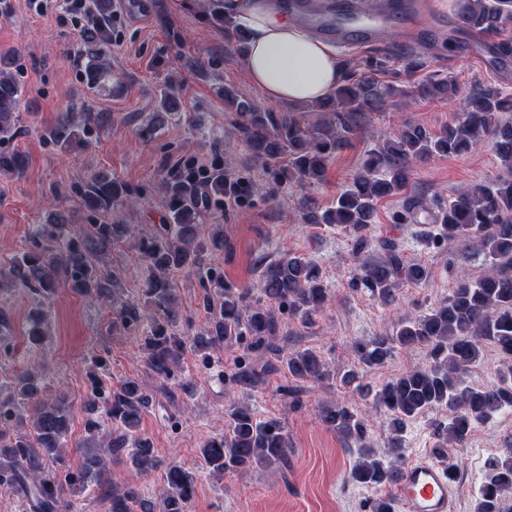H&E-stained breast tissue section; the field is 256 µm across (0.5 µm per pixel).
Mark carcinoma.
Returning <instances> with one entry per match:
<instances>
[{"label": "carcinoma", "mask_w": 512, "mask_h": 512, "mask_svg": "<svg viewBox=\"0 0 512 512\" xmlns=\"http://www.w3.org/2000/svg\"><path fill=\"white\" fill-rule=\"evenodd\" d=\"M203 0L204 12L224 29L237 55H243L245 33L233 28L224 15ZM460 20L470 28L496 38L497 54L512 56V0H457ZM109 30L87 34L83 75L90 89L100 87L110 73L106 48ZM345 75L333 94L312 102L306 111L320 118L311 126L301 123L296 112H264L230 85L224 86L225 110L233 113L234 126L252 157L273 167L278 182L319 184L331 159L348 148L362 129L365 113L380 110L388 100L407 96V90L379 79L387 72L388 57L346 60ZM420 98L453 99V79L426 80L415 85ZM21 88L16 79L15 58L0 55V176L19 177L26 170L27 156L2 147L18 134ZM180 111L178 93L170 85L161 94L153 125ZM512 112V96L492 85L475 84L465 109L451 123L431 130L422 123L405 122L378 148L367 154L347 188L331 206L321 209L309 197L299 200L307 224H333L350 233L358 263L350 271V285L365 288L381 304H390L401 283L426 282L428 269L405 260L401 245L373 235L376 205L400 193L414 161L426 162L469 150L490 137L500 160L502 174L489 184L462 188L445 200L439 196H416L406 201L395 223L404 224L418 213L433 220L436 233L427 240L433 247H455L461 253H481L490 265L477 279L460 276L448 300L426 314L402 318L390 335L356 338L350 348L359 363L383 367L397 349L421 346L429 365L412 368L388 379L378 389L360 386L364 398L383 413L392 437L390 448L400 453L406 423L427 411L445 407L448 424L436 434L433 453L446 455L460 448L475 425L484 423L506 407H512V123L501 114ZM103 118L69 112L46 131V138L61 150L100 128ZM262 185L234 177L220 166H188L175 169L162 190L172 223L159 224L138 241V251L147 272L140 296L121 300L114 295L115 273L104 256L125 241L133 227L124 223L123 209L131 204L127 186L108 172H98L80 191L79 202L93 215L104 217L94 224H68L60 218L41 224L33 248L15 258L0 274V294L16 288L29 289L48 304L57 288L66 285L86 300L108 305L117 321L129 331H142V347L149 378H129L114 386L99 371L105 360L93 359L89 390L83 405L84 423L91 443L98 438L112 448V459L128 458L130 473L118 484L109 479L108 460L93 453L78 468L60 469L62 452L71 429L74 409L66 399L42 397V377L22 372L13 379V391H0V490L14 492L29 512H70L65 488L94 487L97 498L108 504L106 512H187L195 497L201 473L224 476L254 466L285 464L291 450L288 431L277 418H258L242 403L230 405L224 433L207 438L199 448L195 470L171 464L163 474L164 490L159 502L143 498L136 479L155 471L159 462L148 439L139 436L143 414L156 393L170 399H192L194 386L185 377L182 361L194 351L206 365L224 347L249 341L255 349L275 352L288 373L301 380L330 377L328 367L312 349L288 348L287 334L279 313L309 322L331 301L320 267L311 259L286 253L264 264L251 285L224 283V272L204 264L208 252L224 250L221 224H209L212 212L224 202L243 204ZM194 270L203 288L207 323L193 335L179 305L174 274ZM27 336L34 345L47 336L43 309L33 311ZM495 346L509 362L499 381L489 387L463 385L468 367L478 364L486 343ZM323 423L346 443L357 446L359 460L352 478L366 486L395 480L398 470L387 466L366 445L367 427L358 411L345 402L321 407ZM489 473L480 487L477 512H512L503 493L512 489V450L488 461Z\"/></svg>", "instance_id": "cac0c4a2"}]
</instances>
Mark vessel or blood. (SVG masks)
Instances as JSON below:
<instances>
[{"instance_id": "b4317fda", "label": "vessel or blood", "mask_w": 512, "mask_h": 512, "mask_svg": "<svg viewBox=\"0 0 512 512\" xmlns=\"http://www.w3.org/2000/svg\"><path fill=\"white\" fill-rule=\"evenodd\" d=\"M294 12L301 15L304 24L317 35L349 43L354 39H370L399 12L410 19H418L424 12L422 0H384L375 14L359 17L351 24L334 23L325 0H294ZM396 499L402 512H453V497L444 465L427 458L408 464L396 479Z\"/></svg>"}]
</instances>
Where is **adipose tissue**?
Here are the masks:
<instances>
[{
	"mask_svg": "<svg viewBox=\"0 0 512 512\" xmlns=\"http://www.w3.org/2000/svg\"><path fill=\"white\" fill-rule=\"evenodd\" d=\"M248 34L243 60L250 82L274 101L308 103L330 96L343 72L333 43L313 36L273 0H220Z\"/></svg>",
	"mask_w": 512,
	"mask_h": 512,
	"instance_id": "obj_1",
	"label": "adipose tissue"
}]
</instances>
